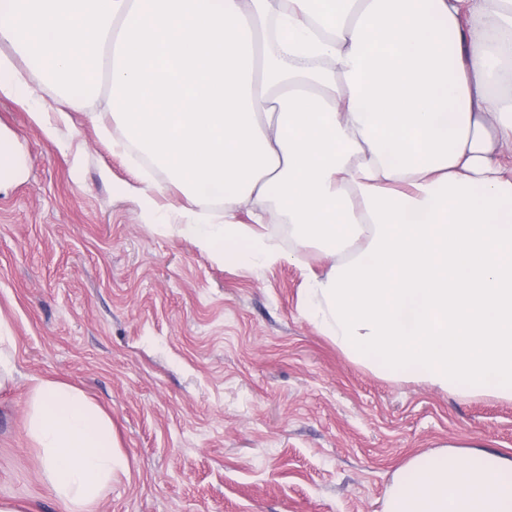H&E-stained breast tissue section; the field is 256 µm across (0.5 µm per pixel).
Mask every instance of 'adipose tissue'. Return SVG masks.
Listing matches in <instances>:
<instances>
[{
	"instance_id": "1",
	"label": "adipose tissue",
	"mask_w": 512,
	"mask_h": 512,
	"mask_svg": "<svg viewBox=\"0 0 512 512\" xmlns=\"http://www.w3.org/2000/svg\"><path fill=\"white\" fill-rule=\"evenodd\" d=\"M0 0V41L33 69L95 75L126 144L223 200L182 232L244 265L283 258L234 206L277 199L318 243L306 316L389 378L512 400V0ZM279 16L261 53L255 16ZM27 433L60 512H94L112 423L33 379ZM383 512H512V455H413Z\"/></svg>"
}]
</instances>
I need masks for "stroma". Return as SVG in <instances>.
Here are the masks:
<instances>
[{"label": "stroma", "mask_w": 512, "mask_h": 512, "mask_svg": "<svg viewBox=\"0 0 512 512\" xmlns=\"http://www.w3.org/2000/svg\"><path fill=\"white\" fill-rule=\"evenodd\" d=\"M27 71L47 137L21 102L0 98V127L25 168L0 197V315L14 381L0 388V503L59 512L27 435L29 380L83 390L112 420V479L95 512H382L396 470L448 446L512 452V400L388 379L354 361L302 312L304 270L325 273L317 243L297 246L274 201L262 215L284 258L244 267L156 226L125 184L168 173L114 143L110 82L60 97ZM110 170L103 179L102 170Z\"/></svg>", "instance_id": "1"}]
</instances>
